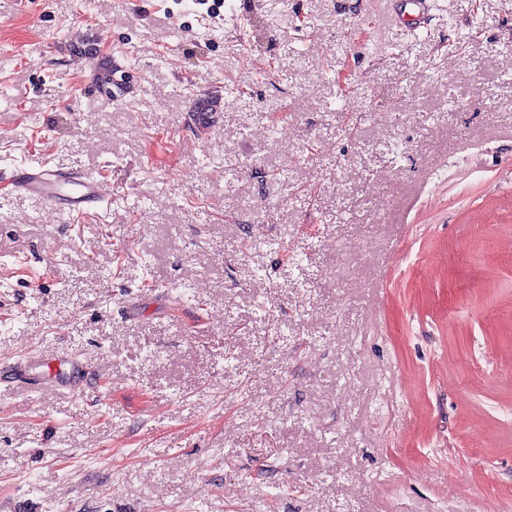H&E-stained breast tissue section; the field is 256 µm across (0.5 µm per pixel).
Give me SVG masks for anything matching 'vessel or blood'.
Segmentation results:
<instances>
[{"mask_svg":"<svg viewBox=\"0 0 512 512\" xmlns=\"http://www.w3.org/2000/svg\"><path fill=\"white\" fill-rule=\"evenodd\" d=\"M430 8L431 0H400L396 16L406 27L417 29ZM14 186L17 192L38 200L71 221L97 211L105 200L98 179L86 174L70 176L46 162L19 167ZM26 374L43 382L71 387L80 384L83 369L74 360L54 365L50 360L36 357L27 361Z\"/></svg>","mask_w":512,"mask_h":512,"instance_id":"b4317fda","label":"vessel or blood"}]
</instances>
